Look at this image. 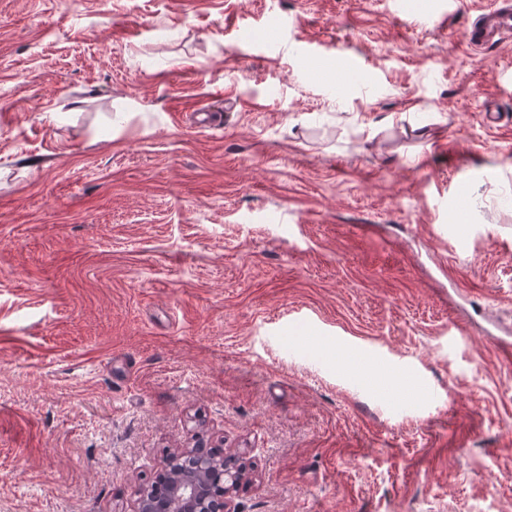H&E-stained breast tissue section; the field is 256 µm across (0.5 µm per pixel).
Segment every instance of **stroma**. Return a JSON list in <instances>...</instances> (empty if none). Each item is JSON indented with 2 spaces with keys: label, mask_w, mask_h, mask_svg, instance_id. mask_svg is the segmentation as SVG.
<instances>
[{
  "label": "stroma",
  "mask_w": 512,
  "mask_h": 512,
  "mask_svg": "<svg viewBox=\"0 0 512 512\" xmlns=\"http://www.w3.org/2000/svg\"><path fill=\"white\" fill-rule=\"evenodd\" d=\"M402 2L0 0V512H512V42ZM185 448H177L174 456L165 459L160 466L166 473L184 459L193 460L190 469L175 476L165 495L159 496L147 485L139 486L130 505L129 512H242L237 501V492L243 481L250 479L241 466L236 453L223 452L215 455L212 446L194 440ZM208 447V448H207ZM238 460V462L236 461ZM212 481L223 488L220 495L209 491Z\"/></svg>",
  "instance_id": "35a3bbf8"
}]
</instances>
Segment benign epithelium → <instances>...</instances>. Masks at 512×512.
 <instances>
[{"label": "benign epithelium", "mask_w": 512, "mask_h": 512, "mask_svg": "<svg viewBox=\"0 0 512 512\" xmlns=\"http://www.w3.org/2000/svg\"><path fill=\"white\" fill-rule=\"evenodd\" d=\"M191 460L190 468L175 476L165 495L138 487L129 512H242L237 492L249 479L235 453L216 455L212 448L196 440L174 451L163 461L161 472L183 460Z\"/></svg>", "instance_id": "obj_1"}]
</instances>
